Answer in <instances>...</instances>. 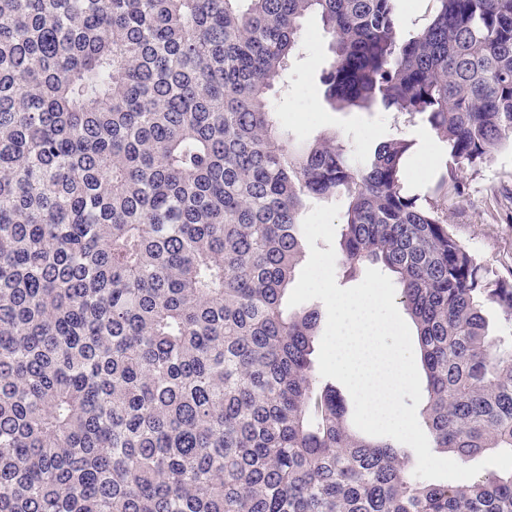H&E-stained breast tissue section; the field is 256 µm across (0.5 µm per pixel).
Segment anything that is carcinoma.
Here are the masks:
<instances>
[{"label":"carcinoma","mask_w":512,"mask_h":512,"mask_svg":"<svg viewBox=\"0 0 512 512\" xmlns=\"http://www.w3.org/2000/svg\"><path fill=\"white\" fill-rule=\"evenodd\" d=\"M0 0V512H512V472L448 485L348 419L288 307L312 200L337 263L379 264L418 329L421 426L512 450V280L409 192L415 142H299L271 106L316 14L335 111L397 112L462 192L512 145V0ZM413 5L408 3L402 11V24L405 32L413 31L423 26L430 17L432 3L429 0H412Z\"/></svg>","instance_id":"carcinoma-1"}]
</instances>
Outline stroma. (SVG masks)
I'll return each mask as SVG.
<instances>
[{
  "mask_svg": "<svg viewBox=\"0 0 512 512\" xmlns=\"http://www.w3.org/2000/svg\"><path fill=\"white\" fill-rule=\"evenodd\" d=\"M308 34L304 56L288 71V92L277 106L289 133L310 141L323 133L340 135L354 155L371 152L396 131L416 142L411 166L426 164L423 176L412 179L413 192L426 193L448 159L446 147L420 123L406 124L392 112H336L328 108L320 82L329 51L319 16L304 22ZM464 193L448 203L456 237L494 271L512 270V146L504 145L475 173L462 176Z\"/></svg>",
  "mask_w": 512,
  "mask_h": 512,
  "instance_id": "35a3bbf8",
  "label": "stroma"
}]
</instances>
